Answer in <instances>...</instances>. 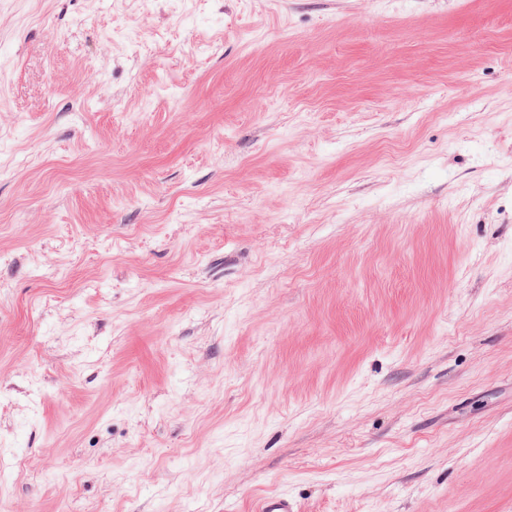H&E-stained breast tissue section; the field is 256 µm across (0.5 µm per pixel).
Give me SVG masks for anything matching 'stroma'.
I'll use <instances>...</instances> for the list:
<instances>
[{
	"label": "stroma",
	"mask_w": 512,
	"mask_h": 512,
	"mask_svg": "<svg viewBox=\"0 0 512 512\" xmlns=\"http://www.w3.org/2000/svg\"><path fill=\"white\" fill-rule=\"evenodd\" d=\"M512 512V0H0V512ZM255 512H297L291 497L286 493H277L260 499Z\"/></svg>",
	"instance_id": "obj_1"
}]
</instances>
